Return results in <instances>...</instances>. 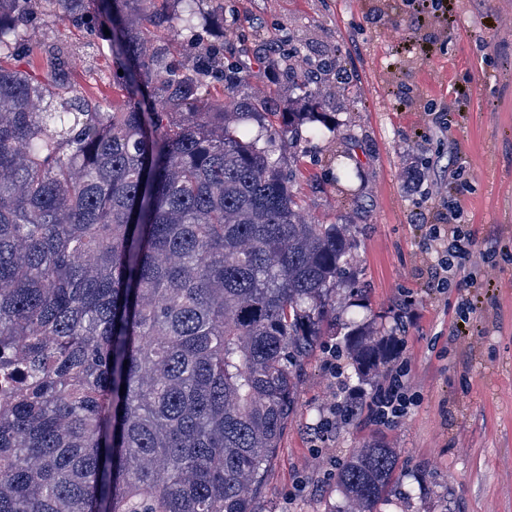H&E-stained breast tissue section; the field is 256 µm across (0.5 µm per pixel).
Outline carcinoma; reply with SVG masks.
<instances>
[{
  "mask_svg": "<svg viewBox=\"0 0 512 512\" xmlns=\"http://www.w3.org/2000/svg\"><path fill=\"white\" fill-rule=\"evenodd\" d=\"M201 2L0 0V512H255L297 371L362 294L356 226L301 219L315 113L239 94L248 52L205 39ZM41 16L110 31L120 107L30 39ZM291 59L322 108L327 73ZM379 319L346 324L360 374L394 356ZM397 460L347 457V512H376Z\"/></svg>",
  "mask_w": 512,
  "mask_h": 512,
  "instance_id": "1",
  "label": "carcinoma"
}]
</instances>
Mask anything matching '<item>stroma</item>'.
I'll list each match as a JSON object with an SVG mask.
<instances>
[{"label":"stroma","mask_w":512,"mask_h":512,"mask_svg":"<svg viewBox=\"0 0 512 512\" xmlns=\"http://www.w3.org/2000/svg\"><path fill=\"white\" fill-rule=\"evenodd\" d=\"M452 20L418 23L402 0H224V36L255 54L279 42L302 65L336 58L352 84H326L332 138L305 142L309 175L296 189L312 224L360 232L347 318L383 314L416 396L383 426L370 402L321 432L341 404L317 350L302 366L299 401L256 497V512H339L330 461L372 439L398 450L399 481L377 512H512V0H452ZM43 43L68 47L78 92L121 101L107 40L86 47L67 24L37 22ZM452 126L426 142L431 110ZM352 151V181L336 157ZM473 256L447 290L432 286L442 257L429 237L449 206Z\"/></svg>","instance_id":"obj_1"}]
</instances>
